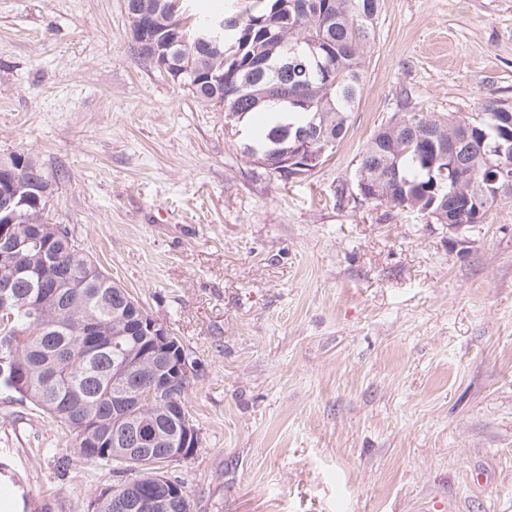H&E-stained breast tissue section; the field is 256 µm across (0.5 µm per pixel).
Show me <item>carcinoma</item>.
<instances>
[{
  "mask_svg": "<svg viewBox=\"0 0 512 512\" xmlns=\"http://www.w3.org/2000/svg\"><path fill=\"white\" fill-rule=\"evenodd\" d=\"M132 2L153 15L160 42L171 29L186 40L170 50L167 73H181L178 83L198 101L223 106L224 117L236 124L265 114L245 151L282 157L300 130L333 148L345 136L359 103L380 0H253L243 11L225 12L224 19L238 23L224 28L208 14L188 22L182 0ZM511 113L512 105L492 100L446 121L423 114L391 121L364 148L357 181L368 180L373 198L394 208L474 229L504 197L496 193L493 164L512 166ZM44 210L34 201L24 205L16 233L24 236L28 225L45 223ZM91 263L65 230L49 259L32 252L15 269L16 301L0 304V386L67 428L86 460L110 462L127 473L125 449L112 447V368H124L141 388L129 415L154 437L155 451L131 479L100 496L98 512H118L115 502L128 495L146 502L165 498L167 512H184L182 486L158 480L172 463L168 437L174 428L150 396L156 375L150 341L129 335L125 312L139 302L103 272L87 278ZM41 271L67 275L83 287L69 289V303L62 306L54 289L28 288ZM87 324L96 336L83 335Z\"/></svg>",
  "mask_w": 512,
  "mask_h": 512,
  "instance_id": "obj_1",
  "label": "carcinoma"
}]
</instances>
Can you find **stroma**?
<instances>
[{
	"label": "stroma",
	"mask_w": 512,
	"mask_h": 512,
	"mask_svg": "<svg viewBox=\"0 0 512 512\" xmlns=\"http://www.w3.org/2000/svg\"><path fill=\"white\" fill-rule=\"evenodd\" d=\"M490 99L512 0H381L344 139L284 178L139 55L125 0H0V156L187 350L198 447L167 474L193 512H512V196L460 247L356 178L381 125ZM0 474L21 512L115 481L4 388Z\"/></svg>",
	"instance_id": "35a3bbf8"
}]
</instances>
